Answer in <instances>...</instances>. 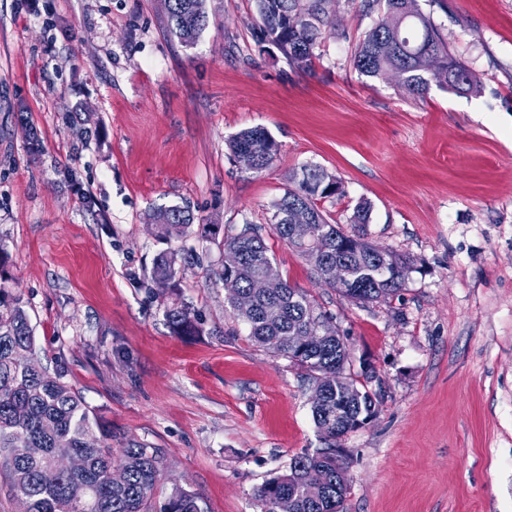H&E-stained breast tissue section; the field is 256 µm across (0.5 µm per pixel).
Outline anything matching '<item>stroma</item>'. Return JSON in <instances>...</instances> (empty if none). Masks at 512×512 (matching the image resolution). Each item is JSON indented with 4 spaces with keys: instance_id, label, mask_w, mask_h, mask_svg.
<instances>
[{
    "instance_id": "stroma-1",
    "label": "stroma",
    "mask_w": 512,
    "mask_h": 512,
    "mask_svg": "<svg viewBox=\"0 0 512 512\" xmlns=\"http://www.w3.org/2000/svg\"><path fill=\"white\" fill-rule=\"evenodd\" d=\"M477 91L411 95L353 66L382 17L328 0L309 66L262 39L255 0H206L192 45L163 0H0V240L49 371L117 434L161 449L205 512H261L255 490L323 447L315 382L258 347L212 271L217 241L158 240L160 206L221 235L260 227L282 276L331 318L352 374L371 367L374 420L346 449V512H512V0H417ZM261 126L279 145L243 169L227 143ZM39 143L31 145L28 130ZM342 184L330 223L410 258L403 288L356 304L273 231L302 167ZM93 207H86L85 197ZM370 206L367 224L352 216ZM194 248L183 298L204 332L172 335L155 256Z\"/></svg>"
}]
</instances>
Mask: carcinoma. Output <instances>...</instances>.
Segmentation results:
<instances>
[{
    "mask_svg": "<svg viewBox=\"0 0 512 512\" xmlns=\"http://www.w3.org/2000/svg\"><path fill=\"white\" fill-rule=\"evenodd\" d=\"M384 3V17L360 42L354 66L367 77L387 72L401 76L408 93L423 95L434 77L446 88L473 92L478 75L448 49L440 32L417 7L416 0H361L368 10ZM168 27L183 44H193L206 27L205 0H165ZM263 27L261 34L299 67L308 65L326 24L325 0H256ZM233 158L245 150L254 153L257 170L274 163L278 145L263 127H255L229 141ZM294 186L271 204L275 233L288 239V210L303 208L314 224H323L328 235L317 244L295 250L312 264L318 277L357 304L388 298L401 290L411 260L389 253L356 237L346 249L339 227L328 223L318 201L341 193L335 176L317 166H305L293 178ZM153 234L160 240L171 237L170 226H180V235L192 233L195 217L183 206L159 208L154 212ZM222 248H235L242 262L235 271L241 290L260 274L280 280L278 293L258 295L247 310L231 309L249 328L258 346L282 356L312 373L322 387L324 403L312 407V417L326 447L291 459L284 472L264 482L255 492L262 512H336L344 505L347 486L336 473V440L345 435L347 424L377 414V394L346 376L349 352L336 335L322 338L318 325L329 317L303 290L283 279L259 229L246 226L227 235ZM391 254L403 272L381 273L383 255ZM10 253L0 240V470L11 477L14 496L27 505V512H205L202 498L174 486L163 504L154 506L163 458L159 449L129 441L119 453L112 449V425L91 408L60 373L46 372L34 357L35 336L23 299L6 283ZM186 258L162 251L153 260L151 279L164 297V317L171 334L198 336L201 319L193 307L176 293ZM303 332L312 340L303 350L288 347V337ZM23 440L30 448L42 449L36 458L20 459L13 448ZM72 454L84 460L76 472H64L54 484H45L41 473ZM111 470H120L123 481H109ZM86 488L84 500L72 497V486Z\"/></svg>",
    "mask_w": 512,
    "mask_h": 512,
    "instance_id": "obj_1",
    "label": "carcinoma"
}]
</instances>
